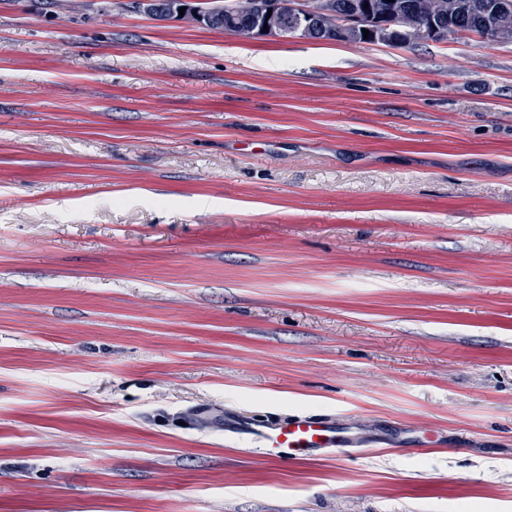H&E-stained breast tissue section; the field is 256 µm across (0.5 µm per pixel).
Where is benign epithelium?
I'll return each instance as SVG.
<instances>
[{
  "mask_svg": "<svg viewBox=\"0 0 512 512\" xmlns=\"http://www.w3.org/2000/svg\"><path fill=\"white\" fill-rule=\"evenodd\" d=\"M136 9L161 21H176L189 25L219 24L244 34L246 38L286 41L288 39L319 40L327 30L326 21L337 14L336 0H303L297 6L286 0H251L245 7L226 14L220 9L203 10L195 0H135ZM185 8L179 15V8ZM345 20L339 23L336 36L344 42H354L369 31V39L377 43H393V34L407 29L398 41L404 46L424 40H436L446 33L444 22L435 7L413 15L405 5L391 2L384 7L355 4L345 8Z\"/></svg>",
  "mask_w": 512,
  "mask_h": 512,
  "instance_id": "7a95c632",
  "label": "benign epithelium"
}]
</instances>
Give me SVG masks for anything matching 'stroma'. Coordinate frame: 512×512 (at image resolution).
Listing matches in <instances>:
<instances>
[{"mask_svg":"<svg viewBox=\"0 0 512 512\" xmlns=\"http://www.w3.org/2000/svg\"><path fill=\"white\" fill-rule=\"evenodd\" d=\"M0 512H512V45L0 0ZM225 431L248 434L258 447L279 448L296 462L317 459L324 452L336 453V449L352 456L367 446L361 433L304 412L263 421L236 417L228 420Z\"/></svg>","mask_w":512,"mask_h":512,"instance_id":"stroma-1","label":"stroma"}]
</instances>
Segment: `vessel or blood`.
Masks as SVG:
<instances>
[{
  "label": "vessel or blood",
  "instance_id": "vessel-or-blood-1",
  "mask_svg": "<svg viewBox=\"0 0 512 512\" xmlns=\"http://www.w3.org/2000/svg\"><path fill=\"white\" fill-rule=\"evenodd\" d=\"M226 428L250 435L258 447L281 449L297 462L310 461L319 458L321 453L333 451L352 456L364 448L361 433L337 425L334 420L304 412L263 421L236 417L228 420Z\"/></svg>",
  "mask_w": 512,
  "mask_h": 512
}]
</instances>
